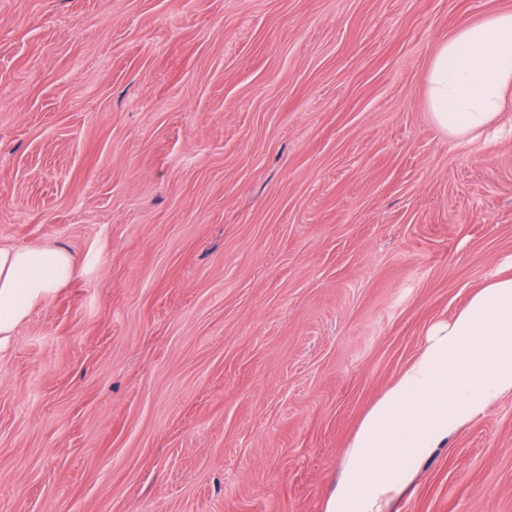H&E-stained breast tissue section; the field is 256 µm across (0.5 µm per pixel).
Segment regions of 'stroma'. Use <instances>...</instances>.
I'll use <instances>...</instances> for the list:
<instances>
[{
    "label": "stroma",
    "instance_id": "stroma-1",
    "mask_svg": "<svg viewBox=\"0 0 512 512\" xmlns=\"http://www.w3.org/2000/svg\"><path fill=\"white\" fill-rule=\"evenodd\" d=\"M512 0H0V512H324L361 418L512 263V105L426 106ZM389 512H512V394ZM77 273L76 258L53 247L0 246V344L37 304Z\"/></svg>",
    "mask_w": 512,
    "mask_h": 512
}]
</instances>
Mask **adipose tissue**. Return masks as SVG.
<instances>
[{
    "label": "adipose tissue",
    "mask_w": 512,
    "mask_h": 512,
    "mask_svg": "<svg viewBox=\"0 0 512 512\" xmlns=\"http://www.w3.org/2000/svg\"><path fill=\"white\" fill-rule=\"evenodd\" d=\"M435 125L466 139L512 102V13L462 25L440 44L426 79ZM77 273L69 252L0 246V342ZM512 393V274L499 273L416 356L362 418L325 512H386L416 463Z\"/></svg>",
    "instance_id": "ef3b65f1"
}]
</instances>
